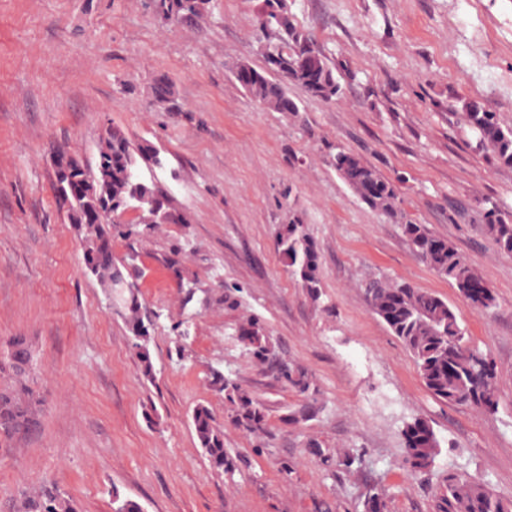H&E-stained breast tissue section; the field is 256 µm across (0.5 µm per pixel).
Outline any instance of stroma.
I'll use <instances>...</instances> for the list:
<instances>
[{"mask_svg": "<svg viewBox=\"0 0 512 512\" xmlns=\"http://www.w3.org/2000/svg\"><path fill=\"white\" fill-rule=\"evenodd\" d=\"M287 4L338 70L334 102L303 95L299 111L274 112L234 81L229 64H264L262 0H210L204 19L175 22L152 0H0V355L26 337L43 399L35 425L0 431V512H19L24 494L44 487L80 512H113L117 496L144 512H362L374 489L390 512H435L451 472L512 503V256L484 223L493 206L512 216V169L479 151L448 110L458 95L512 123V0ZM162 77L176 111L153 99ZM113 125L165 156L154 177L184 217L156 226L132 213L131 235L112 239L117 258L138 253L140 300L157 316L152 383L123 316L84 273L55 190L53 156L95 167ZM333 145L396 180L401 210L464 254L493 309H473L399 221L361 202L326 162ZM293 215L317 245L316 299L278 252ZM376 278L448 301L495 368V410L432 396L368 304ZM253 316L272 362L238 336ZM283 365L306 374L308 392L281 377ZM214 367L264 402L263 428L231 421L209 382ZM199 402L244 459L234 476L197 446L188 412ZM415 418L440 448L413 477L403 430Z\"/></svg>", "mask_w": 512, "mask_h": 512, "instance_id": "1", "label": "stroma"}]
</instances>
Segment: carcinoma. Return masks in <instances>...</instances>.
I'll list each match as a JSON object with an SVG mask.
<instances>
[{"mask_svg": "<svg viewBox=\"0 0 512 512\" xmlns=\"http://www.w3.org/2000/svg\"><path fill=\"white\" fill-rule=\"evenodd\" d=\"M208 0H155L158 14L166 19H194L204 16ZM263 33L261 47L264 66L245 61L231 64L234 80L252 99L274 112H298L299 101L290 94L297 88L323 102L336 100L341 85L335 69L301 31L288 13L286 0H264L260 17ZM153 94L160 104H171L172 88L166 78L156 80ZM448 110L460 113L463 125L476 136L480 148L491 152L502 167L512 168V125L500 122L475 100L458 98ZM329 167L367 206L390 218L401 220L403 232L416 254L436 273L452 281L459 294L476 310L495 307L496 297L466 257L448 240L432 233L424 224L408 219L399 208L398 188L394 180L382 176L355 154L335 147L327 157ZM160 151L137 140L117 126L104 130L99 143L95 169L78 176L90 181L92 194L71 195L57 188L67 205V215L84 243L85 272L105 289L109 306L123 315L134 341L136 357L143 377L153 383L156 371L151 360L152 317L143 308L136 282L129 275L135 255L119 261L112 252V232L119 224L105 226L91 222V214L110 209L116 218L133 210L148 224H162L172 216V199L158 183L147 181L143 170L161 168ZM487 233L497 249L512 255V218L492 208L485 212ZM277 246L283 263L308 295L320 296L319 256L315 242L303 221L293 216L281 225ZM367 299L372 311L387 325L413 356L427 389L439 400L452 405H469L492 411L495 401V371L480 352L466 345L465 329L455 311L442 297L421 291L405 282L371 281ZM240 337L258 361L269 358V340L257 319L240 327ZM9 356L0 360V372L8 369L17 378L32 366V353L23 336L10 342ZM288 384L304 393L309 382L304 373L288 367L281 369ZM210 384L224 393L234 424L246 429L261 428L265 405L239 384L226 378L219 369L210 372ZM31 402L0 394V430L9 432L34 423ZM198 445L211 467L232 474L241 458L224 448V431L216 423L205 403L191 410ZM406 464L412 474L428 469L440 448L439 439L428 422L416 418L403 431ZM363 512H389L383 493L369 492L362 503ZM437 512H512V506L491 493L484 484L462 474L450 472L436 491ZM22 512H78L73 500L55 490H40L24 497Z\"/></svg>", "mask_w": 512, "mask_h": 512, "instance_id": "carcinoma-1", "label": "carcinoma"}]
</instances>
